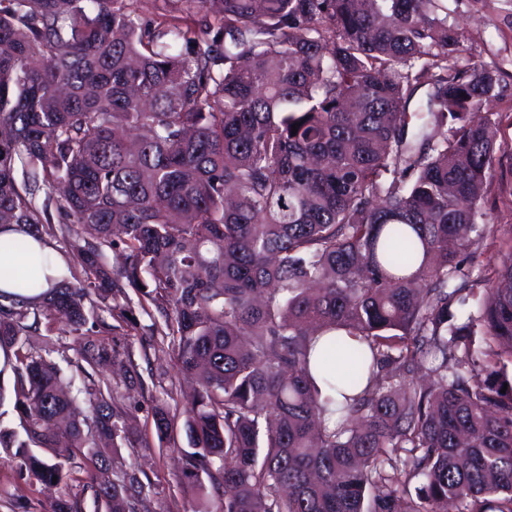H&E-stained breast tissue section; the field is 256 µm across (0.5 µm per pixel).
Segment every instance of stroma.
I'll return each mask as SVG.
<instances>
[{"mask_svg": "<svg viewBox=\"0 0 512 512\" xmlns=\"http://www.w3.org/2000/svg\"><path fill=\"white\" fill-rule=\"evenodd\" d=\"M450 21L461 35L463 58L499 68L501 95L493 107L496 131L495 174L489 181L482 204L481 223L512 225V0H448ZM148 318L140 310L121 320L140 385L120 391V401L128 408V420L139 435L134 448H123L115 456L116 467L135 464L146 475L150 489L143 512H187L190 490L175 481L181 467L176 449L159 442L153 425L155 390L152 378L172 377L178 394L192 392L194 379L182 374L167 349H145L142 327ZM23 495L28 512H43L58 489L32 481L8 461L0 460V512H18L15 497Z\"/></svg>", "mask_w": 512, "mask_h": 512, "instance_id": "1", "label": "stroma"}]
</instances>
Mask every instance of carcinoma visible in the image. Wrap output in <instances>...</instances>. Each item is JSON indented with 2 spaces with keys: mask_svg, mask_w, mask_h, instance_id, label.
<instances>
[{
  "mask_svg": "<svg viewBox=\"0 0 512 512\" xmlns=\"http://www.w3.org/2000/svg\"><path fill=\"white\" fill-rule=\"evenodd\" d=\"M161 2L157 21L148 0H0V224L43 238L42 189L61 236L81 229V276L0 292L23 430L0 449L42 484L82 469L96 512H141L101 374L132 360L99 315L135 305L199 377L180 401L158 381L152 412L160 442L187 439L190 512H512V238L464 270L494 236L499 70L461 62L447 0ZM19 276L39 281L0 269ZM58 318L75 357L32 352ZM323 338L347 359L327 391ZM45 512L83 508L67 490ZM495 235L496 242L494 245H489L490 240H487L478 249L470 253L465 260V267L470 269L474 276L485 271L490 257L496 255L499 243L506 242L509 239V235L502 232H496Z\"/></svg>",
  "mask_w": 512,
  "mask_h": 512,
  "instance_id": "carcinoma-1",
  "label": "carcinoma"
}]
</instances>
